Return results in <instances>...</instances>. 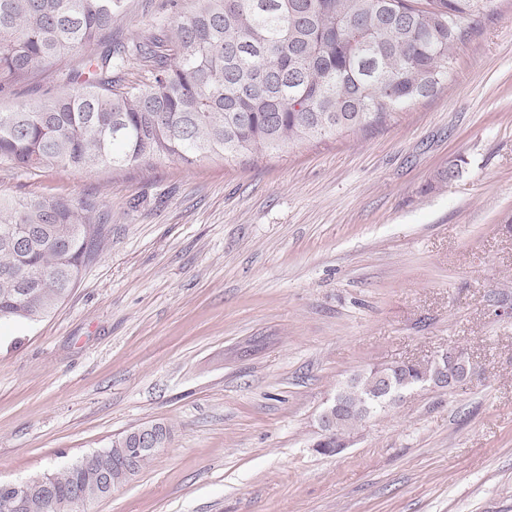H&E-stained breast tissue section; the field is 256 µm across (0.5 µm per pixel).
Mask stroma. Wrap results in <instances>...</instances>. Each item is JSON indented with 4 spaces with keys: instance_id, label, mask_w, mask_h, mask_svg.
Returning a JSON list of instances; mask_svg holds the SVG:
<instances>
[{
    "instance_id": "1",
    "label": "stroma",
    "mask_w": 512,
    "mask_h": 512,
    "mask_svg": "<svg viewBox=\"0 0 512 512\" xmlns=\"http://www.w3.org/2000/svg\"><path fill=\"white\" fill-rule=\"evenodd\" d=\"M160 11L127 0L113 42ZM0 195L111 216L63 303L0 326V481L161 423L168 444L84 512H512V317L493 305L512 304V0L387 125L230 162L1 165ZM448 347L476 366L466 390L314 450L353 374Z\"/></svg>"
}]
</instances>
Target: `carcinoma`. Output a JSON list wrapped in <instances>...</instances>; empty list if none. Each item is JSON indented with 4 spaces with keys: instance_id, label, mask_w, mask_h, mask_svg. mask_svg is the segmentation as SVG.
Returning a JSON list of instances; mask_svg holds the SVG:
<instances>
[{
    "instance_id": "1",
    "label": "carcinoma",
    "mask_w": 512,
    "mask_h": 512,
    "mask_svg": "<svg viewBox=\"0 0 512 512\" xmlns=\"http://www.w3.org/2000/svg\"><path fill=\"white\" fill-rule=\"evenodd\" d=\"M491 0H165V19L127 45L112 44L126 0H0V90L36 70L58 88L0 109V165L92 172L140 162L186 163L272 154L283 146L382 126L454 72L457 50ZM150 82L125 83L128 67ZM107 218L89 201L0 197V323L38 322L71 293L102 250ZM375 366L336 393L348 411L323 453L385 410ZM404 398L438 373L430 363L388 368ZM133 436L50 477L22 512L69 508L104 496L153 458L122 463Z\"/></svg>"
}]
</instances>
